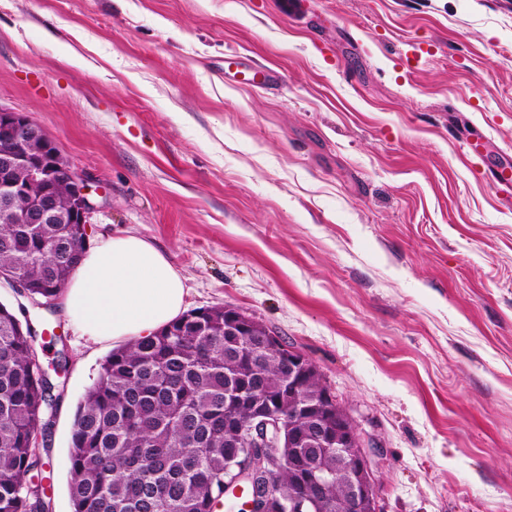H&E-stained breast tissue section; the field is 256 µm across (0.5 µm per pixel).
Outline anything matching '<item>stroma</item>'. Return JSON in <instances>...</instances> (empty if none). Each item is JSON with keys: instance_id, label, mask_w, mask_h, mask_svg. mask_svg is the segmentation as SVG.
<instances>
[{"instance_id": "stroma-1", "label": "stroma", "mask_w": 512, "mask_h": 512, "mask_svg": "<svg viewBox=\"0 0 512 512\" xmlns=\"http://www.w3.org/2000/svg\"><path fill=\"white\" fill-rule=\"evenodd\" d=\"M279 75L231 85L224 58ZM0 106L165 251L194 310L274 329L381 446L382 512H512V0H0ZM61 399L113 343L27 308Z\"/></svg>"}]
</instances>
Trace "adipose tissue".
<instances>
[{"label":"adipose tissue","mask_w":512,"mask_h":512,"mask_svg":"<svg viewBox=\"0 0 512 512\" xmlns=\"http://www.w3.org/2000/svg\"><path fill=\"white\" fill-rule=\"evenodd\" d=\"M186 295L164 251L123 233L86 249L59 301L78 335L99 343L152 335L180 316Z\"/></svg>","instance_id":"adipose-tissue-1"}]
</instances>
